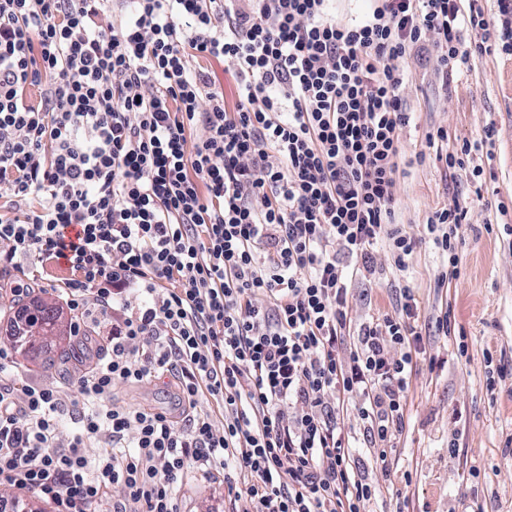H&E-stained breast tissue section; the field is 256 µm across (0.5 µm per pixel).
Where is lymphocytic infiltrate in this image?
I'll return each instance as SVG.
<instances>
[{"label":"lymphocytic infiltrate","mask_w":512,"mask_h":512,"mask_svg":"<svg viewBox=\"0 0 512 512\" xmlns=\"http://www.w3.org/2000/svg\"><path fill=\"white\" fill-rule=\"evenodd\" d=\"M331 2L131 0L118 19L0 0V197L41 200L0 220V273L64 264L71 335L112 327L60 385L0 351L1 485L58 512H180L184 479L216 473L239 512H366L348 414L394 477L423 326L409 293L355 321L348 283L380 273V240L399 270L418 245L392 227L408 58L434 52L447 88L474 53L512 56V0H370L347 21ZM193 57L227 63L234 106ZM494 135L425 145L478 173ZM468 215L454 196L427 220L440 279ZM168 375L183 419L113 398Z\"/></svg>","instance_id":"obj_1"}]
</instances>
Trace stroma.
Instances as JSON below:
<instances>
[{"instance_id":"1","label":"stroma","mask_w":512,"mask_h":512,"mask_svg":"<svg viewBox=\"0 0 512 512\" xmlns=\"http://www.w3.org/2000/svg\"><path fill=\"white\" fill-rule=\"evenodd\" d=\"M435 59H409L405 91L411 125L404 137L396 208L398 228L418 238L404 270L385 267L381 279L353 277L349 283L353 315L398 313L404 291H411L420 320L434 324L450 314L449 335L430 337L428 355L438 366L420 364L406 397V429L396 448L398 472L412 476L396 489L359 454L361 472L377 487L371 512H512V57L473 56L467 71L443 90ZM496 133L484 171L473 176L459 170L445 181L432 156H421L426 132H448L449 143L481 139L486 126ZM457 189L470 207V220L458 235L460 275L438 281L442 259L427 239L426 219ZM69 272L49 265L42 282L28 295L15 297L0 278V349L10 350L24 375L52 385L69 380L79 363H65L57 353L29 357L14 350L11 322L33 299L62 304L59 287ZM468 353L459 356L458 342ZM506 379L487 389L484 351ZM117 398L134 407L172 412L176 385L172 378L119 387ZM183 512H235L222 481L199 475L179 490Z\"/></svg>"}]
</instances>
